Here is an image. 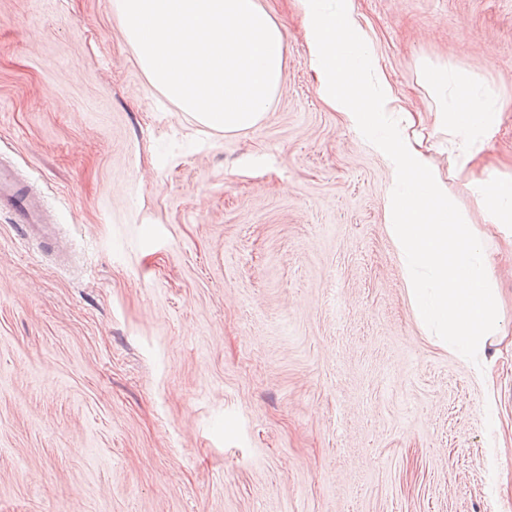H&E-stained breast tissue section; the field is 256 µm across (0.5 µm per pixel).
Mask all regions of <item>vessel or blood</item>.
I'll use <instances>...</instances> for the list:
<instances>
[{"label": "vessel or blood", "instance_id": "1", "mask_svg": "<svg viewBox=\"0 0 512 512\" xmlns=\"http://www.w3.org/2000/svg\"><path fill=\"white\" fill-rule=\"evenodd\" d=\"M48 206L42 195L14 170L0 164V213L16 224L30 246L40 251L54 250L58 225L49 223Z\"/></svg>", "mask_w": 512, "mask_h": 512}]
</instances>
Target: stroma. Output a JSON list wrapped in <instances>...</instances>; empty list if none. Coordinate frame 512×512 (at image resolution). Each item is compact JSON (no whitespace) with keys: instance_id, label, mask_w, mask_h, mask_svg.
I'll return each instance as SVG.
<instances>
[{"instance_id":"obj_1","label":"stroma","mask_w":512,"mask_h":512,"mask_svg":"<svg viewBox=\"0 0 512 512\" xmlns=\"http://www.w3.org/2000/svg\"><path fill=\"white\" fill-rule=\"evenodd\" d=\"M262 2L283 84L224 134L148 83L112 0H0V158L76 257L0 214V512H512V231L471 184L512 179V0H356L494 259L488 386L419 327L388 163L320 98L294 0ZM472 98L500 118L460 168L434 116Z\"/></svg>"}]
</instances>
